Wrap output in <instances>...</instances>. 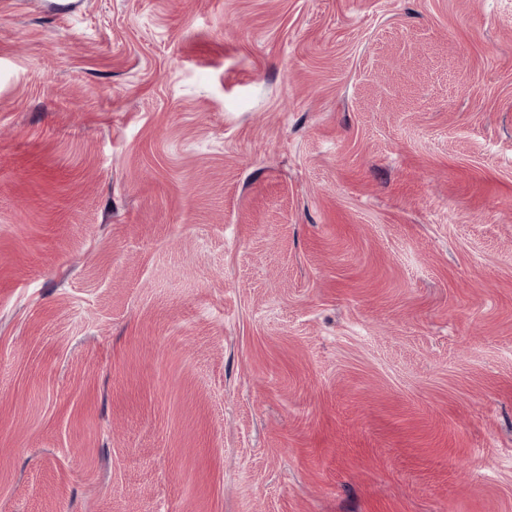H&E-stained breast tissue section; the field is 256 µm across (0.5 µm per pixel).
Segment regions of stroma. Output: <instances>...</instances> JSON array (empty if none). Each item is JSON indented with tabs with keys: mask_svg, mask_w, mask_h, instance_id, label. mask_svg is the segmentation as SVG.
Segmentation results:
<instances>
[{
	"mask_svg": "<svg viewBox=\"0 0 512 512\" xmlns=\"http://www.w3.org/2000/svg\"><path fill=\"white\" fill-rule=\"evenodd\" d=\"M0 512H512V0H0Z\"/></svg>",
	"mask_w": 512,
	"mask_h": 512,
	"instance_id": "stroma-1",
	"label": "stroma"
}]
</instances>
